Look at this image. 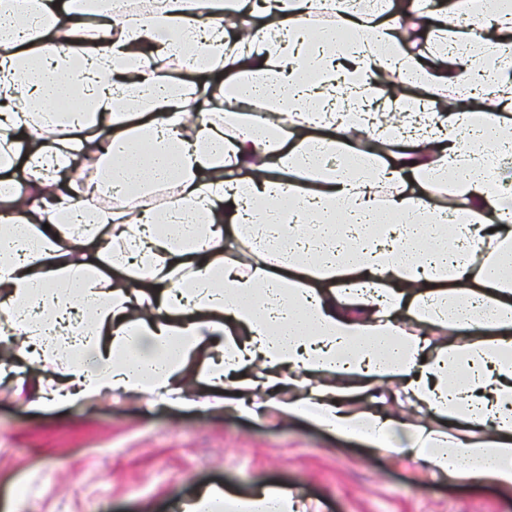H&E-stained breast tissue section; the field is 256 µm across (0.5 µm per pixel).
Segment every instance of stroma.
<instances>
[{
  "label": "stroma",
  "mask_w": 512,
  "mask_h": 512,
  "mask_svg": "<svg viewBox=\"0 0 512 512\" xmlns=\"http://www.w3.org/2000/svg\"><path fill=\"white\" fill-rule=\"evenodd\" d=\"M36 399L32 379L0 383V512H178L208 486L281 488L300 512H512V491L491 480L443 481L414 457L270 412Z\"/></svg>",
  "instance_id": "35a3bbf8"
}]
</instances>
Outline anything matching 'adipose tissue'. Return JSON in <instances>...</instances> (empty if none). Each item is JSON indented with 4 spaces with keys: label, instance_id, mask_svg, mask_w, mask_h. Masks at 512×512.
I'll return each mask as SVG.
<instances>
[{
    "label": "adipose tissue",
    "instance_id": "adipose-tissue-1",
    "mask_svg": "<svg viewBox=\"0 0 512 512\" xmlns=\"http://www.w3.org/2000/svg\"><path fill=\"white\" fill-rule=\"evenodd\" d=\"M214 2L97 28L0 0V306L23 339L0 370L38 373L47 410L181 406L194 379L207 406L390 447L391 418L346 404L358 382L426 415L403 447L439 475L512 490V130L483 104L512 107V0L480 40L484 0H265L260 25L247 0ZM415 23L455 28L454 47L418 56ZM174 60L264 112L203 104ZM180 509L298 505L209 486Z\"/></svg>",
    "mask_w": 512,
    "mask_h": 512
}]
</instances>
